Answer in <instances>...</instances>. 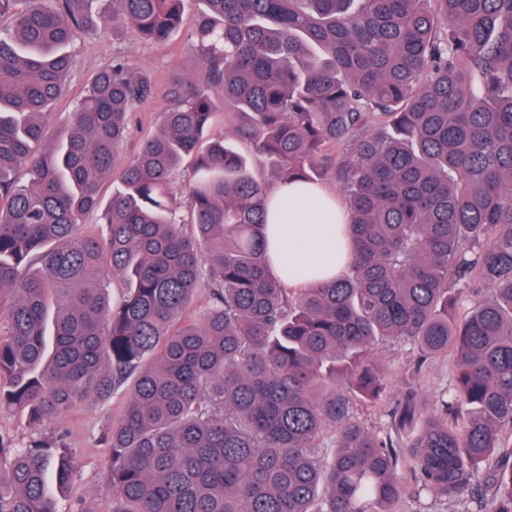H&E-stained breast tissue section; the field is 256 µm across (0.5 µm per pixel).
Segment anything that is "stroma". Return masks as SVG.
Listing matches in <instances>:
<instances>
[{"instance_id":"1","label":"stroma","mask_w":512,"mask_h":512,"mask_svg":"<svg viewBox=\"0 0 512 512\" xmlns=\"http://www.w3.org/2000/svg\"><path fill=\"white\" fill-rule=\"evenodd\" d=\"M200 9L198 0H187L181 28L165 43L145 44L129 32L117 36H81L75 45L77 66L71 75L68 93L57 102L49 119L50 127H57L66 118L74 103L86 93L95 74L112 56L122 54L135 71L150 75L157 88L155 96L141 103L133 114L134 133L120 150L121 159L130 158L141 142L160 128V114L167 106L162 95L164 88L174 80L194 76L199 70L191 36ZM380 358L389 372L390 394L384 407H363L361 418L369 426L388 425V408L396 406L410 393L424 407H432L437 393L449 388L452 382L449 361L423 360L413 346L387 345ZM117 408L113 400L88 401L77 406L67 418L51 421L38 433L31 429L24 412L5 408L0 410V433L8 434L18 448L27 446L39 434L61 440L75 450L84 460V469L81 478L69 489L54 490L60 512H108L111 493L102 476L100 461L108 453L106 439Z\"/></svg>"}]
</instances>
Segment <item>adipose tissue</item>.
Listing matches in <instances>:
<instances>
[{
  "mask_svg": "<svg viewBox=\"0 0 512 512\" xmlns=\"http://www.w3.org/2000/svg\"><path fill=\"white\" fill-rule=\"evenodd\" d=\"M266 226V251L285 287L301 289L313 281L340 276L352 261L340 208L321 186L278 185Z\"/></svg>",
  "mask_w": 512,
  "mask_h": 512,
  "instance_id": "obj_1",
  "label": "adipose tissue"
}]
</instances>
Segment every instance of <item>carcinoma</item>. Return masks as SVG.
Wrapping results in <instances>:
<instances>
[{"mask_svg": "<svg viewBox=\"0 0 512 512\" xmlns=\"http://www.w3.org/2000/svg\"><path fill=\"white\" fill-rule=\"evenodd\" d=\"M95 2L0 0V410L37 431L121 402L111 512H422L482 483L477 512H512V0H202L200 74L120 168L156 88L115 55L50 138L72 47L166 41L184 0ZM227 106L245 154L207 137ZM254 162L309 184L340 164L345 275L282 284ZM383 343L453 357V379L376 430L359 407L386 400ZM81 470L1 434L0 512H58L48 477Z\"/></svg>", "mask_w": 512, "mask_h": 512, "instance_id": "1", "label": "carcinoma"}]
</instances>
